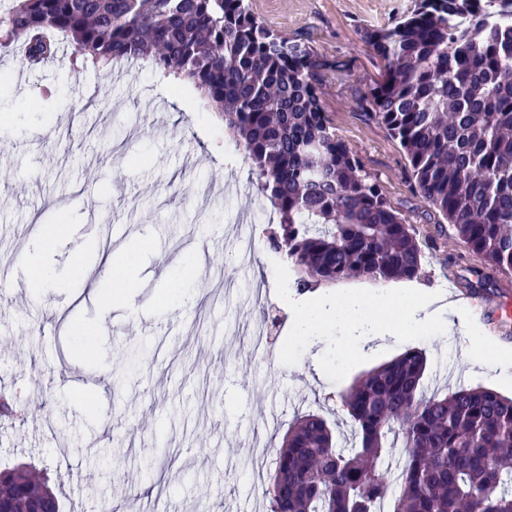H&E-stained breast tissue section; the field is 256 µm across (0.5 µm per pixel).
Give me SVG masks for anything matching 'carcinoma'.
Returning <instances> with one entry per match:
<instances>
[{"instance_id": "carcinoma-1", "label": "carcinoma", "mask_w": 512, "mask_h": 512, "mask_svg": "<svg viewBox=\"0 0 512 512\" xmlns=\"http://www.w3.org/2000/svg\"><path fill=\"white\" fill-rule=\"evenodd\" d=\"M379 63L355 106L401 146L411 187L477 261L512 273V0H412L363 27ZM80 67L147 59L221 111L277 218L268 240L303 294L349 277L422 273L413 225L336 134L322 96L341 65L261 22L247 0H0V46ZM409 349L341 394L355 442L308 411L281 436L267 512H512V397L481 386L424 394ZM18 401L0 392V417ZM409 449L392 470L390 449ZM58 500L27 465L0 470L13 512Z\"/></svg>"}]
</instances>
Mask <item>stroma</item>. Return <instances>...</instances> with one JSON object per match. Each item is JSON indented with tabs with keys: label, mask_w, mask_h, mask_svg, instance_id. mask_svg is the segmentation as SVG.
<instances>
[{
	"label": "stroma",
	"mask_w": 512,
	"mask_h": 512,
	"mask_svg": "<svg viewBox=\"0 0 512 512\" xmlns=\"http://www.w3.org/2000/svg\"><path fill=\"white\" fill-rule=\"evenodd\" d=\"M411 0H249L271 28L346 62L323 103L337 134L427 244L408 286L448 306L457 333L381 336L346 354L341 324L295 333L317 299L375 289L364 278L304 295L266 241L270 206L253 185L217 112L188 84L142 61L111 75L75 72L73 49L29 68L0 51V267L30 254L49 230L39 295L23 272L0 279V389L23 400L24 421L0 419V469H47L64 512H264L277 435L294 417L324 413L350 434L340 396L356 377L408 349L424 350L427 391L460 384L512 394V275L480 264L451 225L436 223L410 189L406 157L379 123L356 110L377 61L359 40ZM133 257V286L111 297L102 252ZM199 277L184 274L189 263ZM279 270L267 278V268ZM471 306H454L455 298ZM274 317L266 352L252 331ZM504 368L472 363L482 342ZM153 494L143 497L141 486Z\"/></svg>",
	"instance_id": "obj_1"
}]
</instances>
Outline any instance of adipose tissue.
Returning a JSON list of instances; mask_svg holds the SVG:
<instances>
[{"label": "adipose tissue", "mask_w": 512, "mask_h": 512, "mask_svg": "<svg viewBox=\"0 0 512 512\" xmlns=\"http://www.w3.org/2000/svg\"><path fill=\"white\" fill-rule=\"evenodd\" d=\"M412 302V296L397 290L378 289L360 295H344L337 297L335 307H312L303 311L298 330L300 335L306 336L321 325L341 321L363 336L385 334L400 342L420 329L418 321L408 313Z\"/></svg>", "instance_id": "1"}]
</instances>
